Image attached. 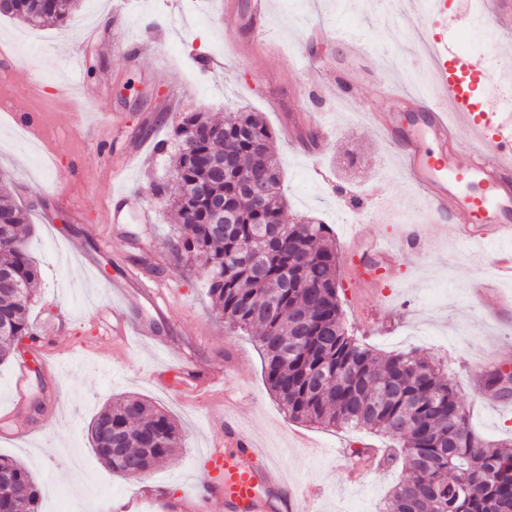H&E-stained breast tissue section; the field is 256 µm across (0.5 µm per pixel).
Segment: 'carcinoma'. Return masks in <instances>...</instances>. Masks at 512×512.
<instances>
[{
  "mask_svg": "<svg viewBox=\"0 0 512 512\" xmlns=\"http://www.w3.org/2000/svg\"><path fill=\"white\" fill-rule=\"evenodd\" d=\"M80 0H8L0 15L30 26L65 23ZM192 137L185 138L186 132ZM172 178L155 182L152 197L178 209L183 230L168 248L201 270L207 294L224 327L255 334L267 387L293 421L327 428H358L399 440L386 465L402 466L383 512H512V442L488 444L469 428L456 389L416 352L381 356L349 333L339 298V265L331 226L301 218L270 245L259 242L266 226L281 223L285 198L273 132L258 112H232L222 123L190 112L175 131ZM229 151L241 165L222 171L214 162ZM260 155L268 193L260 203L244 184ZM224 199L235 223L218 231L210 198ZM26 210L8 187L0 188V274L17 284L0 288V362L32 333L28 310L40 271L21 226ZM307 316L300 329L297 316ZM121 444L126 460L164 463L181 443L176 422L164 410L129 397L101 411L89 426L93 453L120 475L125 460L106 448L103 427ZM16 491L0 496V512H37L39 493L30 472L0 456Z\"/></svg>",
  "mask_w": 512,
  "mask_h": 512,
  "instance_id": "cac0c4a2",
  "label": "carcinoma"
}]
</instances>
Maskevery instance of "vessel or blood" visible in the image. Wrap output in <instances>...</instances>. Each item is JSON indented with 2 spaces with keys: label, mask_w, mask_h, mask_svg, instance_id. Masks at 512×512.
<instances>
[{
  "label": "vessel or blood",
  "mask_w": 512,
  "mask_h": 512,
  "mask_svg": "<svg viewBox=\"0 0 512 512\" xmlns=\"http://www.w3.org/2000/svg\"><path fill=\"white\" fill-rule=\"evenodd\" d=\"M447 13L439 4L431 14L433 31L424 35L418 50L431 63V91L416 107L427 122L417 131L402 129L399 120L381 119L378 129L397 143L400 168L419 191L428 223L460 216L461 240H480L498 247L494 275L512 279V112L505 111L493 93L477 97L482 74L468 56L449 51L438 33ZM355 61L339 72L344 98L355 97L366 79L358 60L365 50L357 38H349ZM475 151L470 162L459 154L463 145ZM112 326L106 338L127 342L147 340L146 326H131L122 310L125 296L150 297L148 285L133 271L114 283ZM224 426L231 434V449L213 445L206 450L203 477L189 484L178 502H163V512H197L203 500L223 497L226 512H306L315 490L306 484H289L277 464L267 458L255 438L246 433L232 412H225Z\"/></svg>",
  "instance_id": "1"
}]
</instances>
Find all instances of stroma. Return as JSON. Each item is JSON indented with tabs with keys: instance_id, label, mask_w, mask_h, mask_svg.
<instances>
[{
	"instance_id": "stroma-1",
	"label": "stroma",
	"mask_w": 512,
	"mask_h": 512,
	"mask_svg": "<svg viewBox=\"0 0 512 512\" xmlns=\"http://www.w3.org/2000/svg\"><path fill=\"white\" fill-rule=\"evenodd\" d=\"M111 2L82 0L73 21L36 27L28 57L7 46L23 23L0 16V92L10 100L9 112H0V175L29 211L27 244L41 273L30 309L36 339L0 365V455L29 469L38 512H104L108 500L132 496L143 484L180 498L207 466L203 452L217 434L212 416L228 397L288 480L321 490L316 512H381L402 477L401 470L371 465L350 483L352 461L335 455V447L383 449L389 438L291 421L264 383L253 337L225 329L211 312L203 273L170 253L166 239L178 217L152 198L150 181L168 173L157 142L169 139L188 112L218 121L230 112L262 114L277 137L285 220L314 218L336 233L349 330L376 350H414L432 361L456 389L477 436L512 440V397L473 382L476 370L512 356V281L500 288L507 312L491 317L472 284L492 277L494 249L462 242L455 223L423 221L392 145L368 121L394 109L384 88L412 95L416 28L390 0L371 14L359 9L360 0H271L260 37L245 24L249 0H235L231 12L221 0H128L116 26ZM316 24L359 32L374 50L363 62L366 81L339 107L319 93L334 88L350 48L333 39L323 55H312L306 32ZM91 27L99 36L90 42ZM443 34L469 37L472 64L495 82L482 41L467 26L465 0H448ZM119 40L141 44L137 62L115 49ZM74 60L92 93L64 105L56 93L69 83ZM18 113L40 116L48 154L16 138ZM356 233L392 242L395 261L365 272L359 254L347 251ZM72 240L83 261L70 257ZM127 269L161 294L160 314L139 299L124 303L130 320L152 329L155 344L133 339L121 347L101 338L97 313L111 308L108 285ZM185 358L198 375L217 365L230 374L227 386L213 387L206 408L186 390L179 368ZM134 395L170 413L184 435L175 455L138 482L112 474L86 439L105 405ZM298 433L318 442L320 452L299 447Z\"/></svg>"
}]
</instances>
